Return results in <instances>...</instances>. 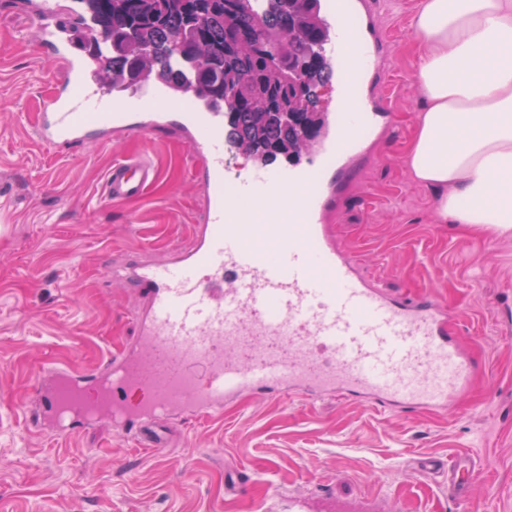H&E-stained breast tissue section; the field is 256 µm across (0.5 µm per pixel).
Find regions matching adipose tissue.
I'll list each match as a JSON object with an SVG mask.
<instances>
[{
  "instance_id": "ef3b65f1",
  "label": "adipose tissue",
  "mask_w": 512,
  "mask_h": 512,
  "mask_svg": "<svg viewBox=\"0 0 512 512\" xmlns=\"http://www.w3.org/2000/svg\"><path fill=\"white\" fill-rule=\"evenodd\" d=\"M425 103L406 154L440 222L512 231V0H418L409 19Z\"/></svg>"
}]
</instances>
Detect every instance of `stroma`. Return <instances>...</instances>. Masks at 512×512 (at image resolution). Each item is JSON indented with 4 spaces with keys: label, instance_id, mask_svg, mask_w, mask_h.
Returning a JSON list of instances; mask_svg holds the SVG:
<instances>
[{
    "label": "stroma",
    "instance_id": "1",
    "mask_svg": "<svg viewBox=\"0 0 512 512\" xmlns=\"http://www.w3.org/2000/svg\"><path fill=\"white\" fill-rule=\"evenodd\" d=\"M392 55L374 89L390 127L330 212L337 246L396 294L431 293L455 316L477 369L448 411H390L365 401L241 396L221 417L172 418L166 446L137 450L101 418L66 434L33 428L36 380L89 373L136 338L137 299L112 265L187 246L201 215L190 146L174 132H111L81 146L42 145L34 125L65 71L35 37L38 0H0V512H455L418 459L471 455V512H512V232L433 220L434 192L406 149L416 0H374ZM141 156L158 178L108 204L114 160Z\"/></svg>",
    "mask_w": 512,
    "mask_h": 512
}]
</instances>
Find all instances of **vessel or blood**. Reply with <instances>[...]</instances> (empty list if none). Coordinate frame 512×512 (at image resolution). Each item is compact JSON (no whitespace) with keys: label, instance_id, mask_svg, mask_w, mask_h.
Segmentation results:
<instances>
[{"label":"vessel or blood","instance_id":"vessel-or-blood-1","mask_svg":"<svg viewBox=\"0 0 512 512\" xmlns=\"http://www.w3.org/2000/svg\"><path fill=\"white\" fill-rule=\"evenodd\" d=\"M335 98L307 164L297 169L225 166L224 113L186 100L179 126L201 165L194 181L204 209L190 247L171 259L138 263L122 276L145 305L131 312L138 345L94 374L51 371L35 393L43 424L68 431L77 417L109 412L117 434L171 412L212 416L229 399L268 393L365 399L386 410L449 407L473 380L475 362L455 338L446 305L424 293L392 295L364 277L340 250L325 215L336 203L333 175L353 174L365 144L390 110L368 85L389 56L365 0H325ZM42 46L65 58L60 90L37 115L51 147L87 142L91 128L149 134L170 127L156 111L162 89L144 81L106 97L68 55L60 17L42 9ZM157 178L136 157L113 162L105 193L141 197ZM420 469L445 475L455 503L469 504L475 461L427 457Z\"/></svg>","mask_w":512,"mask_h":512}]
</instances>
